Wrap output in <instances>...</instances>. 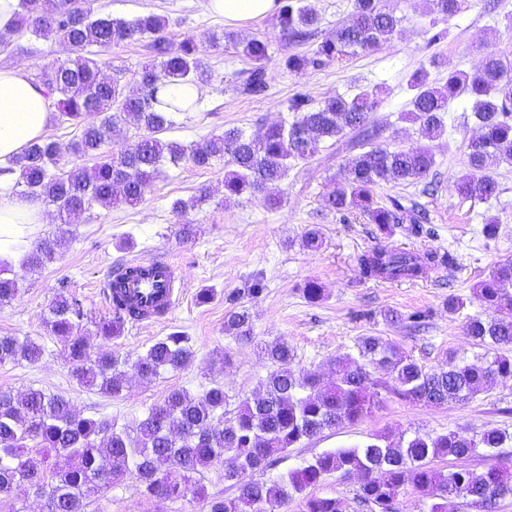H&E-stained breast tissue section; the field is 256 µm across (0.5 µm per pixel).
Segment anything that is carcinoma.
I'll list each match as a JSON object with an SVG mask.
<instances>
[{
  "mask_svg": "<svg viewBox=\"0 0 512 512\" xmlns=\"http://www.w3.org/2000/svg\"><path fill=\"white\" fill-rule=\"evenodd\" d=\"M432 10L451 19L465 0H430ZM284 36L305 44L319 22L314 6L306 0H286L277 11ZM17 27L38 39L60 41L70 55L47 65L36 81L52 102L55 117L79 129L69 147L72 160L63 159L59 145L45 137L28 144L5 170L18 174L16 186L28 196L55 209L62 224H73L94 206H135L160 173L164 162L189 163L208 168L215 159L229 156L234 169L224 176V198L252 194L286 179L291 165L311 158L319 145L356 134L361 152L348 158L344 181L329 191L322 204L330 212L357 210L382 231L403 226L412 235L424 231L425 217L413 206L393 199L381 203L374 187L413 183L426 177L435 164L431 142L444 132L443 114L451 101L464 97L480 131L468 145L465 172L456 179L464 199L488 200L499 193V183L488 172L494 162L512 163V61L488 53L472 73L448 72L442 86L429 82L425 71L409 79L413 91L409 121L418 126L425 143L415 148H394L376 143L377 128L370 119L380 105L376 91L363 90L350 99L330 98L313 106L302 95L290 103L296 119L288 126L275 123L258 137L239 129L225 131L203 143L182 144L163 140L159 134L174 125L173 113L157 109V94L167 84L194 85L207 81L208 71L192 38L179 43L165 35L169 19L147 14L134 20L101 14L96 0H20ZM399 33V19L384 11L380 0H352L351 19L334 36L315 45L309 54L292 53L285 65L301 73L309 66L322 67L360 52L370 51ZM147 39L153 53L141 79L129 87L117 77H103L104 61L98 51L129 41ZM214 44H233L253 68L247 90L262 94L267 88L265 63L269 42L224 32L211 37ZM137 130L135 140L112 155L103 146L112 132L124 126ZM91 160L88 167L83 161ZM69 230L39 240L27 253L24 265L31 270L51 263L70 247ZM451 255L432 252L422 263L415 253L387 245L375 247L359 258L362 273L385 281L415 280L439 266H450ZM124 273L112 288V318L97 325L106 341L119 339L129 323L144 315L143 302L125 293L127 282L155 274L148 266H123ZM19 292L11 267L0 264V305ZM486 310L512 311V261L494 268L474 289ZM88 318L83 301L60 285L43 323L62 345L64 358L78 383L112 397L125 388L130 370L143 380L185 367L194 356L190 337L181 331L152 344L131 357L117 351L95 354L88 349L83 323ZM464 330L483 350L477 361L450 351L441 367L428 369L403 349L380 336H365L357 355L345 354L318 375L293 368L295 351L285 342L261 348L271 371L261 382L262 391L241 399L228 413L229 396L218 381L200 394L174 389L132 426H118L106 419L84 417L61 394L30 388L14 395L0 390V494L20 487L34 489L49 512H86L91 498L126 476L136 478L139 489L160 501H177L192 495L205 502L207 512H267L282 509L304 495L303 512H346L339 497L307 493L329 476L345 480L361 477L354 501L374 512H397V502L407 488L429 501V512H463L467 502L480 503L487 493L512 495V457L497 453L496 462L477 473L466 465L447 471L433 465L437 458L467 460L484 448L512 447V432L486 428L470 435L418 433L397 442L382 435L354 447L327 450L302 467L264 479L274 456L310 440L321 432L365 419L382 393L402 401L438 406L449 401L465 403L494 388L498 379L512 378V319L466 315ZM224 332L250 339L252 317L244 307L225 313ZM44 354L30 337L0 336V364L38 362ZM386 372L384 380L371 379L369 367ZM52 448L64 466L45 473L38 470L28 448ZM220 466L239 472L237 496L210 497L192 475Z\"/></svg>",
  "mask_w": 512,
  "mask_h": 512,
  "instance_id": "1",
  "label": "carcinoma"
}]
</instances>
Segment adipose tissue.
<instances>
[{"label": "adipose tissue", "instance_id": "1", "mask_svg": "<svg viewBox=\"0 0 512 512\" xmlns=\"http://www.w3.org/2000/svg\"><path fill=\"white\" fill-rule=\"evenodd\" d=\"M277 0H206L205 10L226 22L264 19L277 13ZM51 103L25 68L0 71V168L27 143L43 137ZM14 177L0 171V261L21 264L30 249L34 228L45 223L40 200L18 195Z\"/></svg>", "mask_w": 512, "mask_h": 512}]
</instances>
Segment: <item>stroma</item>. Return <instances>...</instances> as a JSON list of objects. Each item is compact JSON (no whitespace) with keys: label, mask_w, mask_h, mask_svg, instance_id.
I'll use <instances>...</instances> for the list:
<instances>
[{"label":"stroma","mask_w":512,"mask_h":512,"mask_svg":"<svg viewBox=\"0 0 512 512\" xmlns=\"http://www.w3.org/2000/svg\"><path fill=\"white\" fill-rule=\"evenodd\" d=\"M204 0H98L102 14L125 20L154 12L167 16V35L173 42L194 38L213 77L205 95L191 112L177 114L165 137L183 144L204 141L224 130L238 128L256 135L273 123L294 119L289 110L296 94L318 105L332 97L349 98L361 88L380 91L382 102L373 114L382 133L380 144L392 148L419 146L417 127L404 121L412 93L410 76L426 70L430 82L444 84L454 70L476 69L489 51L512 59V0H469L467 7L446 21L429 9L428 0H381L385 11L401 19V31L380 47L342 62L311 67L303 75L288 71L284 60L297 52L274 19L236 25L244 35L270 43L266 64L267 89L254 95L246 81L252 67L231 45L214 46L210 34L225 30L222 16L207 15ZM68 55L59 42L35 39L23 31L10 35L0 47V70L25 67L37 75L54 59ZM105 72L136 84L152 55L146 41L134 40L103 53ZM445 133L433 143L435 165L427 178L411 184H381L375 193L382 201L400 199L426 212L429 231L412 236L403 230L383 234L358 211L331 212L321 205L323 196L344 176L345 160L355 155L351 138L322 143L309 160L292 167L278 190L281 206H270L268 191L225 199L226 160L208 169L187 164L165 165L143 203L118 204L87 211L72 224V244L64 253L38 270L20 268L18 295L0 306V336H28L40 343L44 355L36 363L0 365V389L21 393L36 388L70 399L84 416L134 423L173 389L193 393L206 390L212 381L223 383L231 400L252 395L270 371L261 345L287 342L295 350L293 366L299 371L322 372L330 361L355 351L365 336H380L399 345L425 367L441 364L448 351L473 358L476 347L466 336L465 315L482 313L473 301V289L498 264L512 260V164L494 163L490 171L500 185L496 198H461L455 181L465 169L467 145L477 126L466 101L450 104L444 115ZM206 202H199L201 190ZM190 202L185 219L172 211L175 200ZM498 225L495 238H485L481 228L487 218ZM194 224V238L182 239L181 221ZM318 228L324 245L317 252L302 248L309 228ZM388 243L424 256L432 251L450 253L454 264L428 271L414 281H384L362 276L358 258L373 247ZM135 260L173 262L181 274L180 299L163 318L127 325L111 342L112 350L136 355L174 331L192 339L193 360L182 370L165 372L144 381L130 377L122 395L110 397L80 385L48 335L43 314L59 285L83 299L89 313L85 334L91 349L101 340L96 324L110 316L100 293L113 271ZM261 281L255 297L245 288ZM318 282L324 295L309 302L302 293L307 281ZM216 296L200 303L201 289ZM239 294V303L253 317V338L239 341L224 332L228 297ZM470 299L466 314L448 311V297ZM428 312L424 329L410 327L413 315ZM230 364H222L223 356ZM498 427L512 431V378L466 403L451 402L426 407L383 395L363 421L324 431L301 446L278 454L267 478L300 467L306 460L330 449L363 443L372 434L398 439L415 432L461 433ZM135 479H126L93 497L87 512H205L203 502L188 497L160 502L139 494Z\"/></svg>","instance_id":"obj_1"}]
</instances>
